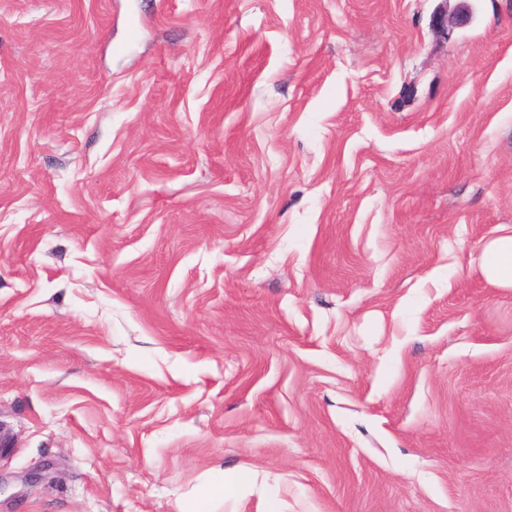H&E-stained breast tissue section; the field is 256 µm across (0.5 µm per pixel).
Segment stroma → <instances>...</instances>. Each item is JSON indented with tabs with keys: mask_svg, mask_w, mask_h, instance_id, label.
Here are the masks:
<instances>
[{
	"mask_svg": "<svg viewBox=\"0 0 512 512\" xmlns=\"http://www.w3.org/2000/svg\"><path fill=\"white\" fill-rule=\"evenodd\" d=\"M444 4L0 0V512H512V0ZM481 272L492 284L512 288V234L493 238L485 244ZM252 479L253 471L249 467H240L228 472H222L218 481L204 489L203 495L221 499L236 496L252 482Z\"/></svg>",
	"mask_w": 512,
	"mask_h": 512,
	"instance_id": "1",
	"label": "stroma"
}]
</instances>
